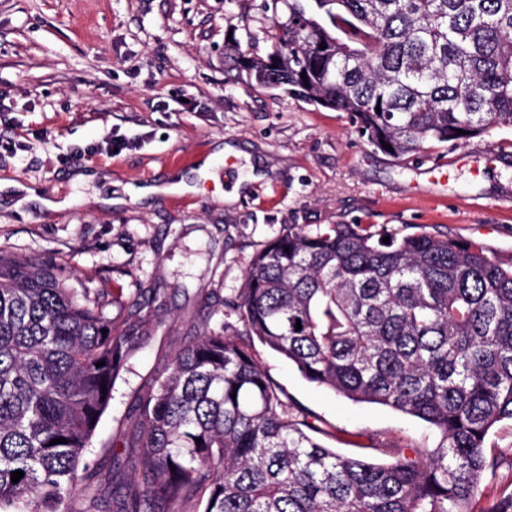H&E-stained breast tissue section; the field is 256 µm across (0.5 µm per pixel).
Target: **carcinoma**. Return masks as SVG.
Returning <instances> with one entry per match:
<instances>
[{"label":"carcinoma","mask_w":512,"mask_h":512,"mask_svg":"<svg viewBox=\"0 0 512 512\" xmlns=\"http://www.w3.org/2000/svg\"><path fill=\"white\" fill-rule=\"evenodd\" d=\"M264 2L287 11L272 49L226 45V79L344 112L398 157L512 129V0ZM225 306L244 331L208 328L166 358L99 442L138 473L105 496L86 455L162 303L119 321L48 262L0 252V512H512V480L478 507L512 468L486 447L512 422V268L446 236L290 224ZM243 335L311 383L426 422L438 445L379 449L390 462L325 447Z\"/></svg>","instance_id":"carcinoma-1"}]
</instances>
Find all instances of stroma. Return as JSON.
I'll return each mask as SVG.
<instances>
[{"mask_svg": "<svg viewBox=\"0 0 512 512\" xmlns=\"http://www.w3.org/2000/svg\"><path fill=\"white\" fill-rule=\"evenodd\" d=\"M284 13L263 0H0V252L49 261L67 285L131 305L157 295L149 345L128 363L96 434L158 367L224 321L223 299L241 287L248 263L291 224H372L401 234L445 235L512 264V130L466 144H436L395 158L374 150L346 113L317 108L278 90L224 83V46L242 39L260 55ZM257 39L245 41L246 32ZM187 98L195 108L173 110ZM139 148L115 157H71L73 146L112 134ZM234 147L240 198L227 204L224 163L192 170L185 203L129 196L175 172L173 155L203 159ZM263 162L268 175L251 181ZM95 178L75 181L76 172ZM70 199L51 212L19 204L12 186ZM101 204H92V197ZM211 307L199 305L201 291ZM271 380L325 447L365 455L373 448L434 447L427 423L342 398L306 381L287 360L260 351Z\"/></svg>", "mask_w": 512, "mask_h": 512, "instance_id": "stroma-1", "label": "stroma"}]
</instances>
